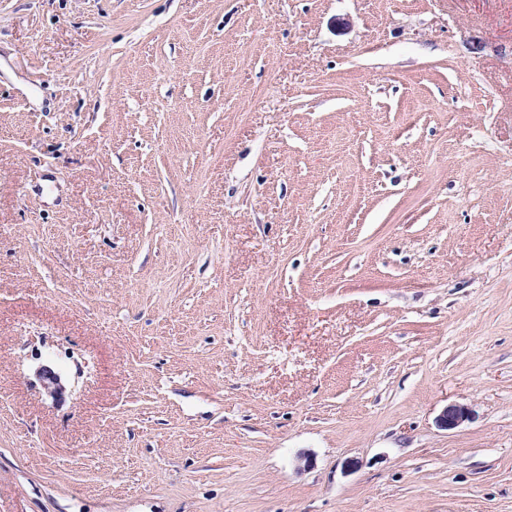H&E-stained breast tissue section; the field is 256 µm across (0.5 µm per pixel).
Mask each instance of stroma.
I'll return each instance as SVG.
<instances>
[{"label":"stroma","instance_id":"stroma-1","mask_svg":"<svg viewBox=\"0 0 512 512\" xmlns=\"http://www.w3.org/2000/svg\"><path fill=\"white\" fill-rule=\"evenodd\" d=\"M0 512H512V0H0Z\"/></svg>","mask_w":512,"mask_h":512}]
</instances>
